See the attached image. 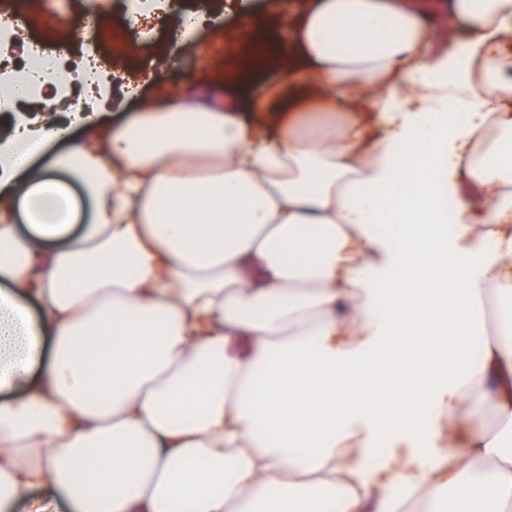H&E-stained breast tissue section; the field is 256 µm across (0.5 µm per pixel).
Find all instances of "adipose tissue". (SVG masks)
I'll use <instances>...</instances> for the list:
<instances>
[{"label":"adipose tissue","mask_w":512,"mask_h":512,"mask_svg":"<svg viewBox=\"0 0 512 512\" xmlns=\"http://www.w3.org/2000/svg\"><path fill=\"white\" fill-rule=\"evenodd\" d=\"M428 4L244 13L280 111L201 71L0 138V512H512V0H451L449 41Z\"/></svg>","instance_id":"adipose-tissue-1"}]
</instances>
